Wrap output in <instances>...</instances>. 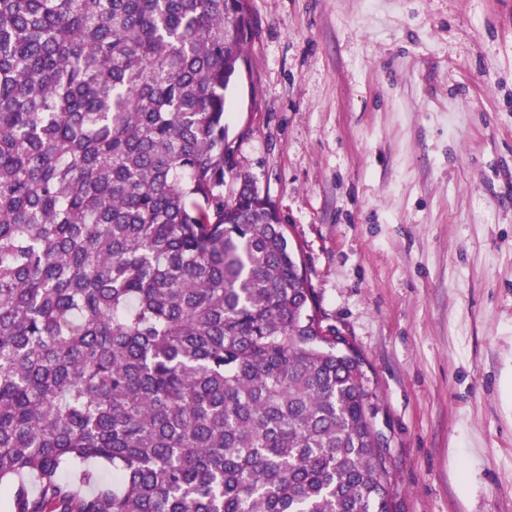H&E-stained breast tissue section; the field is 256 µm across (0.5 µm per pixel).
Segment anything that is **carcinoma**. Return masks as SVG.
I'll list each match as a JSON object with an SVG mask.
<instances>
[{
	"instance_id": "carcinoma-1",
	"label": "carcinoma",
	"mask_w": 512,
	"mask_h": 512,
	"mask_svg": "<svg viewBox=\"0 0 512 512\" xmlns=\"http://www.w3.org/2000/svg\"><path fill=\"white\" fill-rule=\"evenodd\" d=\"M249 0H0L3 512H393L354 347L241 166Z\"/></svg>"
}]
</instances>
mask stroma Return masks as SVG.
<instances>
[{
	"label": "stroma",
	"instance_id": "35a3bbf8",
	"mask_svg": "<svg viewBox=\"0 0 512 512\" xmlns=\"http://www.w3.org/2000/svg\"><path fill=\"white\" fill-rule=\"evenodd\" d=\"M250 19L225 120L367 362L395 512H512V0Z\"/></svg>",
	"mask_w": 512,
	"mask_h": 512
}]
</instances>
